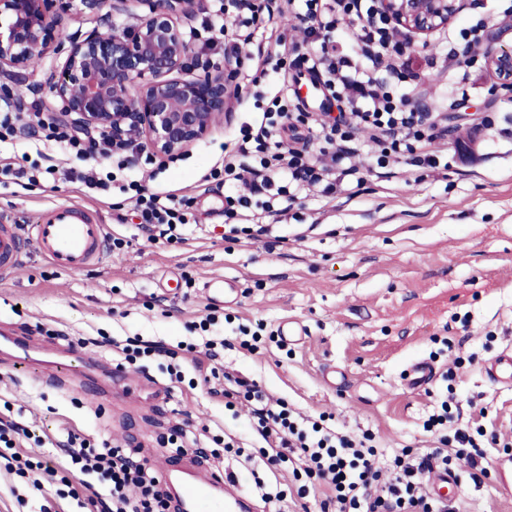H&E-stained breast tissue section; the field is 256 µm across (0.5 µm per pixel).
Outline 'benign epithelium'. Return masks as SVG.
I'll list each match as a JSON object with an SVG mask.
<instances>
[{
    "label": "benign epithelium",
    "instance_id": "benign-epithelium-1",
    "mask_svg": "<svg viewBox=\"0 0 512 512\" xmlns=\"http://www.w3.org/2000/svg\"><path fill=\"white\" fill-rule=\"evenodd\" d=\"M74 0H0V73L25 70L35 56L60 53L58 9ZM467 0H378L409 43L450 24ZM142 9L132 27L72 39L51 87L56 115L88 133L112 136V149L146 148L158 157L181 153L208 134L230 98L224 73L194 76L190 46L178 21L194 0H79L80 13ZM495 78L512 85V52L488 51Z\"/></svg>",
    "mask_w": 512,
    "mask_h": 512
}]
</instances>
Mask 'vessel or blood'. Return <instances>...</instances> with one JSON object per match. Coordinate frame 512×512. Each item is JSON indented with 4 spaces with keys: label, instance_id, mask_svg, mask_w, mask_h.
Listing matches in <instances>:
<instances>
[{
    "label": "vessel or blood",
    "instance_id": "1",
    "mask_svg": "<svg viewBox=\"0 0 512 512\" xmlns=\"http://www.w3.org/2000/svg\"><path fill=\"white\" fill-rule=\"evenodd\" d=\"M39 252L54 267L74 272L103 260L106 227L87 208L61 204L50 209L40 223L32 225ZM20 261L19 238L14 225L0 224V270H12ZM161 480L176 495L180 512H252L251 506L233 481L215 472L193 470L181 460L167 463ZM455 472L431 474L426 493L443 499L444 490L456 485Z\"/></svg>",
    "mask_w": 512,
    "mask_h": 512
}]
</instances>
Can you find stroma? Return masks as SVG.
Wrapping results in <instances>:
<instances>
[{
	"label": "stroma",
	"instance_id": "obj_1",
	"mask_svg": "<svg viewBox=\"0 0 512 512\" xmlns=\"http://www.w3.org/2000/svg\"><path fill=\"white\" fill-rule=\"evenodd\" d=\"M484 22L483 48L512 51V0H469L443 34L407 48L412 66L431 69L423 101L440 134L433 144L439 165L416 167L399 160L335 197L310 196L266 232L247 234L224 222L227 185L212 169L236 151L242 126L253 123L274 84L295 85L312 116L343 106L312 90L298 67L276 70L277 56L259 62L254 45L237 42L234 14H226L223 46L191 40L194 73L228 70L233 82L264 67L211 131L185 151L150 164L128 153V178L187 201L192 222L176 246L150 242L132 218L133 202L118 189L88 192L76 184L41 178L28 187L0 185V217L28 233L46 210L83 205L101 218L108 235L122 238L109 261L79 273L60 271L26 241L19 265L0 276V329L33 346L56 344L103 364L113 358L97 347L101 337L140 336L179 347L184 382L171 383L168 359L129 366L128 384L168 388L163 402L132 403L121 395L91 396L82 380L52 381L39 371L0 359V411L25 425L30 437L20 453L54 460L67 475L55 442L66 430L113 446L143 448L154 469L169 454L160 439L176 423L203 448L214 439L235 448L210 460L235 476L239 489L259 498L252 459L263 443L254 434L250 404L226 406L195 380L187 345L204 337L224 348L217 375L256 382L302 417L325 419L354 438L371 434L383 456L401 448H434L438 435L424 423L445 396L460 407L449 430L482 427L496 441L489 448L481 484L462 479L446 491L454 512H512V387L493 383L485 366L512 347V87L490 71L475 74L468 98L447 104L454 86L450 68H429L448 54L458 32ZM63 55L37 58L7 79L21 113L51 99L50 80ZM233 284L231 302L211 299L206 284ZM207 330H200L202 320ZM301 336L281 338L284 323ZM429 362L436 377L413 389L409 366ZM0 512H82L60 483L19 482L0 459Z\"/></svg>",
	"mask_w": 512,
	"mask_h": 512
}]
</instances>
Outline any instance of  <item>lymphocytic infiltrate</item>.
I'll return each mask as SVG.
<instances>
[{"instance_id":"lymphocytic-infiltrate-1","label":"lymphocytic infiltrate","mask_w":512,"mask_h":512,"mask_svg":"<svg viewBox=\"0 0 512 512\" xmlns=\"http://www.w3.org/2000/svg\"><path fill=\"white\" fill-rule=\"evenodd\" d=\"M297 16L307 22L308 34L319 47L297 56L295 65L316 75L326 74L327 87L336 100L350 107L351 115L308 129L300 147L280 152L281 133L291 117L288 90L280 88L256 129L243 134V143L253 144L259 155L258 167L223 166L225 180L237 187L236 194L225 198L226 223H234L247 212L279 220L299 195L316 191L328 197L345 179L360 178L364 167L357 133L361 130L368 131L378 147L377 167H387L390 158L405 154L412 165H437L431 150L437 137L431 114L421 101L397 93L386 81L391 74L421 85L429 75L410 69L403 42L396 38L392 23L375 0H299ZM343 17L355 26L347 54L339 52L331 40ZM483 28L479 22L460 31L458 48L447 56L456 75L457 96H465L471 71L482 64ZM40 127L54 151L77 162L66 171V181L89 190L105 188L94 159L111 157L110 136L91 139L54 118L41 122ZM314 139L321 143L315 156L308 150ZM126 188L134 194L138 225L148 231L151 241L183 242L182 229L191 218L182 200L134 180ZM240 395L254 404L253 429L266 444L260 452L264 470L275 476L288 468L293 474H305L308 483H324L330 493L321 503V512H448L447 505L427 495L421 482L424 474L453 468L462 460L473 483H481L486 475L481 461L487 443L466 429L456 430L450 438L440 437L435 448L422 452L401 449L383 469L376 464V449L365 440L340 434L323 421L294 416L287 403L271 401L257 384L226 378L224 398ZM62 446L80 473L100 475L104 482L100 490L86 485L78 501L84 512H172L167 488L147 460L135 458L133 451L97 445L74 434L68 435ZM307 485L298 487L299 497H306Z\"/></svg>"}]
</instances>
